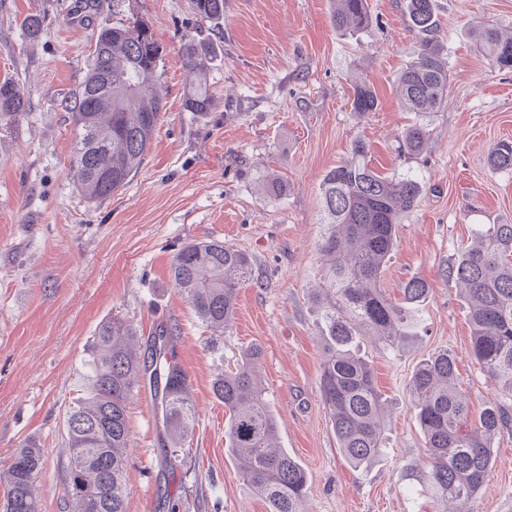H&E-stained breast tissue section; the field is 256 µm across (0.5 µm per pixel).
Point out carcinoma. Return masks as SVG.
Listing matches in <instances>:
<instances>
[{"mask_svg": "<svg viewBox=\"0 0 512 512\" xmlns=\"http://www.w3.org/2000/svg\"><path fill=\"white\" fill-rule=\"evenodd\" d=\"M225 0H191L200 19L185 37L182 61L191 86L190 112L205 115L215 106L207 82L213 57L206 44L223 34ZM405 17L418 35L416 57L399 74L398 95L417 119L399 139L398 154L418 156L428 139L427 114L437 111L448 93V61L441 44L435 0H406ZM367 0H336L331 15L339 31L357 32L371 24ZM481 51L500 69L512 68V37L493 26L476 34ZM163 46L155 33L138 31V19L101 28L87 60L86 77L61 103L71 114L70 166L76 188L89 202H102L122 189L150 149L165 104L159 71ZM377 107L369 84L356 85L353 112ZM28 110L15 80L0 79V128L16 124ZM369 145L353 142L350 156L329 169L320 184L324 223L330 225L321 247L330 257L327 287L336 301L325 307L329 353L322 366V399L329 409L336 443L355 469L372 465L383 451L384 403L372 368L354 343L375 336L399 350L412 336L415 305L429 294L426 281L409 280L402 297L382 289L384 267L397 245L398 224L411 213L423 186L412 176H383L369 165ZM495 169H512V144L491 151ZM448 280L459 286L469 305L470 356L495 379L500 396L477 414L458 387L453 355L440 351L421 362L410 393L425 439L423 487L433 500L470 512L492 461V436L512 428V224H494L448 264ZM171 277L197 318L216 336L233 318L239 288L254 277L245 252L220 241H196L173 257ZM174 328L159 327L141 341L126 320L113 317L98 327L88 359L86 396L67 415L70 455L64 470L63 512H126L127 401L148 392L157 406L159 427L173 448L190 437L195 407L187 374L177 362ZM261 351H248L235 369L218 375L213 393L228 413L225 437L246 485L269 512H300L307 490L305 469L275 446L277 422L255 373ZM44 464L34 444L18 449L8 467L0 512H39L37 484Z\"/></svg>", "mask_w": 512, "mask_h": 512, "instance_id": "cac0c4a2", "label": "carcinoma"}]
</instances>
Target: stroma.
<instances>
[{"label":"stroma","mask_w":512,"mask_h":512,"mask_svg":"<svg viewBox=\"0 0 512 512\" xmlns=\"http://www.w3.org/2000/svg\"><path fill=\"white\" fill-rule=\"evenodd\" d=\"M368 4L370 26L345 33L331 23L333 0H226L210 68L216 104L201 117L184 108L181 47L196 25L189 0H122L85 18L76 0H0V78H15L29 104L0 131V471L25 444L42 448L41 512H62L67 412L86 392L95 333L113 317L144 338L176 324L173 345L196 408L195 429L174 455L149 393L131 396L126 512H168L172 498L187 512H267L239 474L212 392L214 378L254 347L277 444L308 475L304 512H436L421 489L426 448L409 384L423 360L446 350L473 411L499 393L469 357L468 306L444 272L489 225L512 223V170L489 163L499 141H512V69L492 66L473 37L487 26L512 30V0H435L448 96L427 119L423 153L407 162L398 138L413 115L396 79L417 39L403 0ZM33 14L43 23L35 39L23 27ZM130 15L149 21L164 48L166 106L142 166L93 204L70 175L72 125L60 102L82 83L98 29ZM363 79L377 108L360 116L351 102ZM357 139L369 144L378 172L411 171L424 185L398 226L382 286L394 299L414 277L430 288L403 349L359 340L385 404L386 448L366 470L343 458L321 399L326 353L314 301L329 264L320 184ZM269 180L284 192L268 194ZM200 239L245 250L255 268L215 342L169 273L176 252ZM471 507L512 512V431L495 435Z\"/></svg>","instance_id":"1"}]
</instances>
